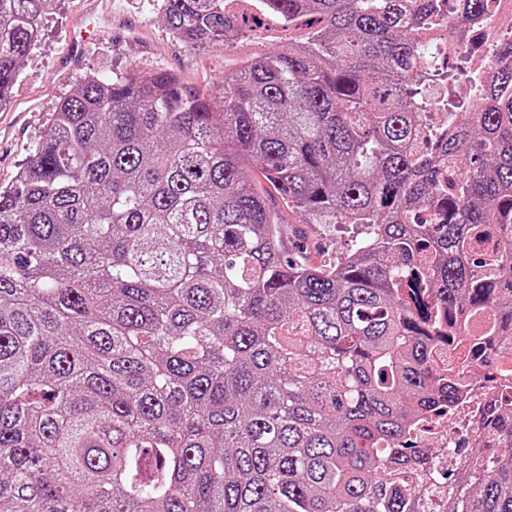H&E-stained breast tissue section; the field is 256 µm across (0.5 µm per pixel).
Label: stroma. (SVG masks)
Returning a JSON list of instances; mask_svg holds the SVG:
<instances>
[{
  "label": "stroma",
  "mask_w": 512,
  "mask_h": 512,
  "mask_svg": "<svg viewBox=\"0 0 512 512\" xmlns=\"http://www.w3.org/2000/svg\"><path fill=\"white\" fill-rule=\"evenodd\" d=\"M156 8L157 0H99L95 5L90 0H50L40 19L38 41L22 65L7 105L0 108V186L11 184L57 102L87 75L108 78L115 72L166 70L205 93L244 61L265 56L306 32L301 23L278 27L273 35L255 29L226 49L191 50L169 34ZM79 19L100 29L103 38L87 49L80 69L69 74L60 62L74 42V23ZM251 176L279 221L294 225L303 235L311 264H329L350 249L351 230L331 232L300 223L259 169H252Z\"/></svg>",
  "instance_id": "35a3bbf8"
}]
</instances>
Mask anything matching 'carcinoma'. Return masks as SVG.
Here are the masks:
<instances>
[{
  "instance_id": "obj_1",
  "label": "carcinoma",
  "mask_w": 512,
  "mask_h": 512,
  "mask_svg": "<svg viewBox=\"0 0 512 512\" xmlns=\"http://www.w3.org/2000/svg\"><path fill=\"white\" fill-rule=\"evenodd\" d=\"M48 2L0 0V103ZM446 2L260 0L319 26L210 93L131 71L58 103L0 187V512H512L511 391L447 498L399 482L465 387L433 348L512 355V38L484 111L424 136ZM160 11L190 49L242 33L224 0ZM253 166L353 248L286 254ZM451 344H453L455 350L452 351L448 348V352H446V348L444 346H436L433 350L431 365L438 370L448 368L461 369L463 365H476L478 369L481 366V363L478 361V357L471 356L472 363L463 362L459 358V349L463 346H466L468 349L471 347V342L466 339L465 336H455L452 338ZM479 362V363H478Z\"/></svg>"
}]
</instances>
